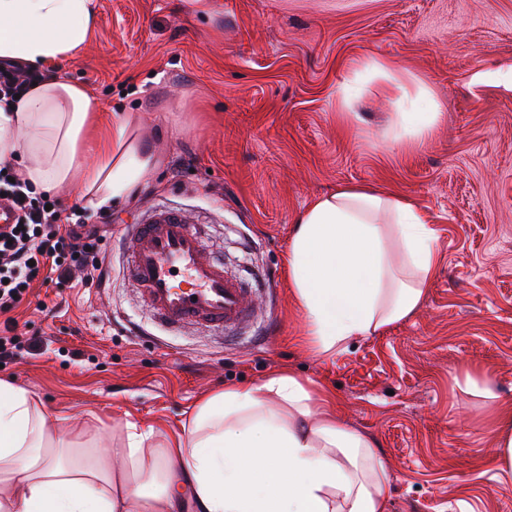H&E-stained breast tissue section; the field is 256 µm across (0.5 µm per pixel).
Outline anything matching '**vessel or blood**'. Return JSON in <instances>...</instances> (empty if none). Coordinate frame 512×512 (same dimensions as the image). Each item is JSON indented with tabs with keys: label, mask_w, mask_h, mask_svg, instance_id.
I'll use <instances>...</instances> for the list:
<instances>
[{
	"label": "vessel or blood",
	"mask_w": 512,
	"mask_h": 512,
	"mask_svg": "<svg viewBox=\"0 0 512 512\" xmlns=\"http://www.w3.org/2000/svg\"><path fill=\"white\" fill-rule=\"evenodd\" d=\"M128 275L155 317L171 328L215 331L251 319L253 291L208 248L200 225L178 211H154L121 238Z\"/></svg>",
	"instance_id": "1"
}]
</instances>
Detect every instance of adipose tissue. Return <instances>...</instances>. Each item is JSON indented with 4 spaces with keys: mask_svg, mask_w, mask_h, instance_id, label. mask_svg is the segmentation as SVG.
Returning <instances> with one entry per match:
<instances>
[{
    "mask_svg": "<svg viewBox=\"0 0 512 512\" xmlns=\"http://www.w3.org/2000/svg\"><path fill=\"white\" fill-rule=\"evenodd\" d=\"M97 0H0V60L43 71L13 102L0 99V165L40 190L65 189L99 206L136 200L157 166L127 118L105 124L84 163L85 126L100 107L53 73L80 50ZM366 71L397 100L389 134L422 141L441 112L416 78L377 59ZM434 227L406 195L347 185L294 220L288 274L309 349L329 357L421 308L441 260ZM294 374L231 386L198 403L182 433H127L103 448L62 436L26 389L0 381V512H384L389 476L367 435Z\"/></svg>",
    "mask_w": 512,
    "mask_h": 512,
    "instance_id": "obj_1",
    "label": "adipose tissue"
}]
</instances>
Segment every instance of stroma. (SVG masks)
<instances>
[{
  "label": "stroma",
  "mask_w": 512,
  "mask_h": 512,
  "mask_svg": "<svg viewBox=\"0 0 512 512\" xmlns=\"http://www.w3.org/2000/svg\"><path fill=\"white\" fill-rule=\"evenodd\" d=\"M88 42L55 69L104 115L134 113L158 154L113 237L157 209L185 213L254 288L253 324L222 333L160 326L110 254L101 286H34L14 319L42 337L0 368L64 425L112 443L115 425L177 434L195 403L231 383L294 370L332 392L349 428L372 437L390 478L385 512H512L494 466L492 409L458 381L479 370L512 409V0H98ZM387 60L435 93L442 118L421 142L387 134L396 98L359 71ZM357 88L360 122L339 99ZM345 184L412 198L442 262L424 306L328 358L304 342L284 256L298 213Z\"/></svg>",
  "instance_id": "1"
}]
</instances>
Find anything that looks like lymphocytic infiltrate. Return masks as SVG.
<instances>
[{"label": "lymphocytic infiltrate", "instance_id": "1", "mask_svg": "<svg viewBox=\"0 0 512 512\" xmlns=\"http://www.w3.org/2000/svg\"><path fill=\"white\" fill-rule=\"evenodd\" d=\"M12 174L0 167V203L18 214L16 223L0 226V313L19 307L37 282L58 284L78 273L87 284H103L104 225L85 223L76 209L62 215L50 196Z\"/></svg>", "mask_w": 512, "mask_h": 512}]
</instances>
